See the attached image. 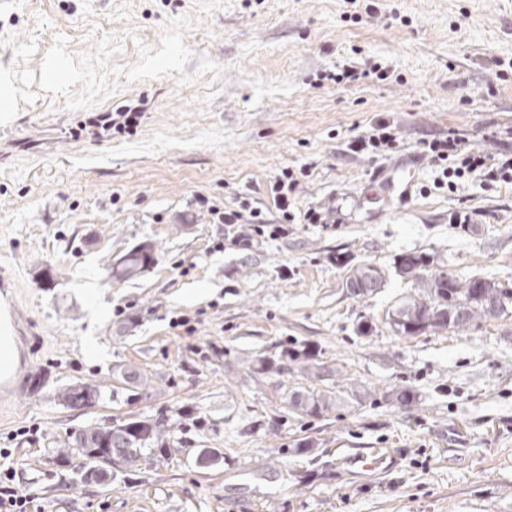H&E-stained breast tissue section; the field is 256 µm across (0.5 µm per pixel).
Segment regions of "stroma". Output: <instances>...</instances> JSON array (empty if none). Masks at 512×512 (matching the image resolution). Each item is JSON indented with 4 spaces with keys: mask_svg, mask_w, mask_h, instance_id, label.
<instances>
[{
    "mask_svg": "<svg viewBox=\"0 0 512 512\" xmlns=\"http://www.w3.org/2000/svg\"><path fill=\"white\" fill-rule=\"evenodd\" d=\"M374 3L0 0V265L32 318L15 351L44 378L0 419V468L30 512H512V314L406 337L388 317L413 292L404 253L512 282V184L451 193L428 165L381 211L377 159L346 148L382 118L404 152L456 131L512 154V0ZM348 59L394 76L342 79ZM123 106L134 132L84 130ZM303 165L298 207L330 223L243 246L196 208L242 196L277 219L269 187ZM143 245L154 262L118 277ZM361 264L386 274L370 298L345 286ZM293 349L330 374L257 370ZM123 364L150 387L130 396ZM78 382L95 407L62 405ZM310 389L334 410L289 408ZM129 417L164 418L167 454L101 483L58 459L75 430ZM379 451L390 469L350 463Z\"/></svg>",
    "mask_w": 512,
    "mask_h": 512,
    "instance_id": "stroma-1",
    "label": "stroma"
}]
</instances>
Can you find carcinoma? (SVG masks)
<instances>
[{
	"mask_svg": "<svg viewBox=\"0 0 512 512\" xmlns=\"http://www.w3.org/2000/svg\"><path fill=\"white\" fill-rule=\"evenodd\" d=\"M152 260L150 252L136 248L122 260L121 275L142 269ZM429 265L430 261L422 254L407 253L399 258L398 271L400 275L412 279L417 294L402 302L390 315V325L397 335L416 336L429 328L460 330L476 327L480 322L494 318L485 307L487 294L495 295L503 302L500 315L508 314L512 308V283L505 284L478 275L460 277L444 271L429 273ZM363 279L369 281L365 294L372 295L382 287L384 274L375 266L363 265L354 268L347 283L352 285ZM286 355L287 362L280 365L270 359L259 360L260 370L279 373L293 363L310 378L320 379L324 376L326 367L318 363L313 354L288 350ZM116 372L135 391L148 384V377L132 365H121ZM336 402V395L329 391L312 394L295 392L290 396L291 406L308 416L327 413ZM160 425V420L128 419L117 422L112 427V448H122L127 452L131 450L141 457L144 451L151 452L156 446L161 453L164 445L160 444ZM100 433L101 427L92 425L76 431L67 446L59 450V459L67 461L74 453L84 461L85 471L106 469L107 459L92 452L98 447Z\"/></svg>",
	"mask_w": 512,
	"mask_h": 512,
	"instance_id": "cac0c4a2",
	"label": "carcinoma"
}]
</instances>
